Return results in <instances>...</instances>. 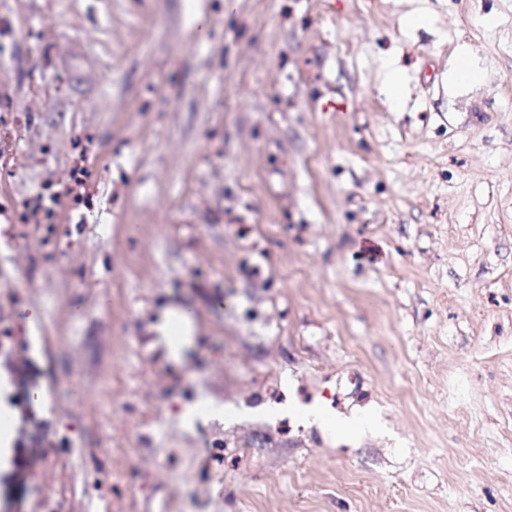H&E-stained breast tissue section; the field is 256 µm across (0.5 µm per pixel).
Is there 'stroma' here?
I'll return each mask as SVG.
<instances>
[{
    "label": "stroma",
    "instance_id": "1",
    "mask_svg": "<svg viewBox=\"0 0 512 512\" xmlns=\"http://www.w3.org/2000/svg\"><path fill=\"white\" fill-rule=\"evenodd\" d=\"M0 163V512H512V0H0ZM306 415L314 420L322 421L329 429L336 430L337 433H352L358 428H362L371 424L370 416H361L353 421H339L331 418H325L320 411L314 408L307 409Z\"/></svg>",
    "mask_w": 512,
    "mask_h": 512
}]
</instances>
